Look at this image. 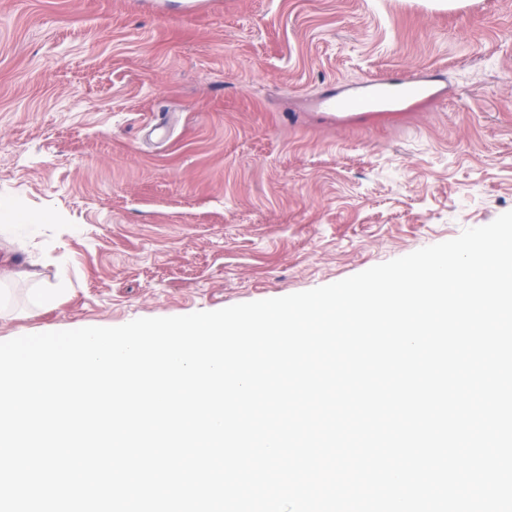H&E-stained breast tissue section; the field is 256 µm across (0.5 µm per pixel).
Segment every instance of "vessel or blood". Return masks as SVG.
I'll return each mask as SVG.
<instances>
[{
    "label": "vessel or blood",
    "instance_id": "1",
    "mask_svg": "<svg viewBox=\"0 0 512 512\" xmlns=\"http://www.w3.org/2000/svg\"><path fill=\"white\" fill-rule=\"evenodd\" d=\"M433 88L434 84L428 78L409 76L390 80L373 77L361 85L358 93L339 96L327 91L316 99L315 105L328 112L351 108L382 109L398 106L411 97L430 96Z\"/></svg>",
    "mask_w": 512,
    "mask_h": 512
}]
</instances>
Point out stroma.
Masks as SVG:
<instances>
[{
	"instance_id": "obj_1",
	"label": "stroma",
	"mask_w": 512,
	"mask_h": 512,
	"mask_svg": "<svg viewBox=\"0 0 512 512\" xmlns=\"http://www.w3.org/2000/svg\"><path fill=\"white\" fill-rule=\"evenodd\" d=\"M0 0V342L328 285L512 211V0ZM392 72L436 99L310 101ZM67 289L51 307L36 289Z\"/></svg>"
}]
</instances>
